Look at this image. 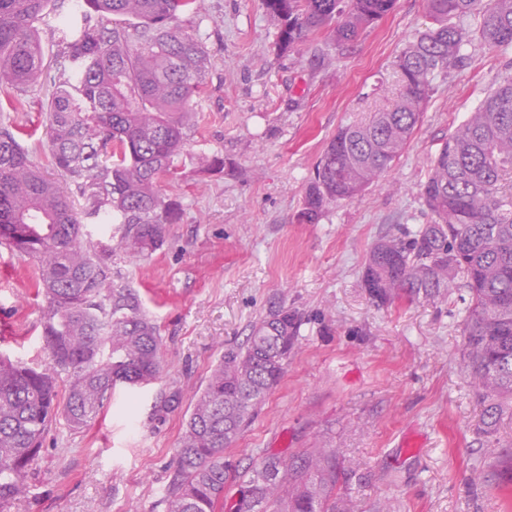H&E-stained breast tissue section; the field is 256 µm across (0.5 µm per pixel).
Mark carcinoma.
Listing matches in <instances>:
<instances>
[{
    "label": "carcinoma",
    "mask_w": 512,
    "mask_h": 512,
    "mask_svg": "<svg viewBox=\"0 0 512 512\" xmlns=\"http://www.w3.org/2000/svg\"><path fill=\"white\" fill-rule=\"evenodd\" d=\"M52 0H0V90L18 109L30 89L53 85L45 106L52 165L75 183L102 223L119 214V243L136 260L162 246L181 206L161 179L194 132L209 69L201 38L185 26L202 0H83L81 27L45 62L38 25ZM396 0H263L286 51L312 32L337 45L358 39ZM432 25L396 57L402 93L389 110L340 127L308 183L298 220L316 222L326 205L352 200L406 148L435 76L460 67L476 16L481 41L512 45V0H427ZM26 127L0 117V238L31 258L45 298L46 366L0 357V512L27 491L43 438L57 417L80 430L102 413L119 384L147 385L160 373L161 336L134 294L112 287V244L89 250L82 212L59 180L30 159ZM512 73L443 143L423 184L434 217L404 237L370 248L362 276L378 305L469 292L464 361L483 401V430H495L512 402ZM301 317L282 307L252 326L242 347L224 352L198 393L168 475L166 512H224V452L280 381ZM67 375L64 398L57 377ZM344 475L334 449L286 462L266 453L238 473L229 512H347L332 498Z\"/></svg>",
    "instance_id": "obj_1"
}]
</instances>
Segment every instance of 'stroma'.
Returning a JSON list of instances; mask_svg holds the SVG:
<instances>
[{
	"mask_svg": "<svg viewBox=\"0 0 512 512\" xmlns=\"http://www.w3.org/2000/svg\"><path fill=\"white\" fill-rule=\"evenodd\" d=\"M430 24L426 0L394 9L345 47L309 36L279 51L262 0H204L193 23L211 66L176 173L161 182L183 208L153 255L112 249V285L136 294L162 339L149 385H117L85 430L53 423L27 497L9 512H165L162 499L192 400L225 350L285 306L302 316L288 366L224 454L240 469L261 452L288 459L338 449L349 512H512L498 456L512 450V409L480 432L484 403L463 362L459 294L378 305L362 283L382 236L430 223L421 188L442 144L512 72V46L492 48L468 20L470 65L439 74L405 150L356 198L296 220L315 164L337 129L386 108L400 92L394 63ZM29 92L13 118L33 130V163L51 179L44 106ZM223 170L202 172L207 158ZM27 256L0 245V354L44 364L43 299ZM180 390L178 408L154 405Z\"/></svg>",
	"mask_w": 512,
	"mask_h": 512,
	"instance_id": "35a3bbf8",
	"label": "stroma"
}]
</instances>
